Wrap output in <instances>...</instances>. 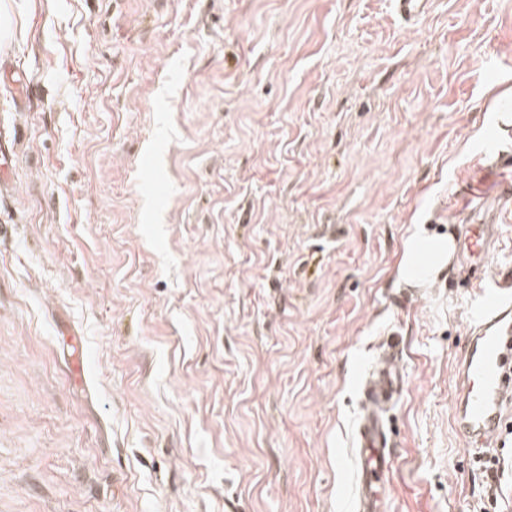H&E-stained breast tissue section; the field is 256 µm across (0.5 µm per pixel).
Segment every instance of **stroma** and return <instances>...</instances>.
I'll return each mask as SVG.
<instances>
[{"instance_id": "1", "label": "stroma", "mask_w": 512, "mask_h": 512, "mask_svg": "<svg viewBox=\"0 0 512 512\" xmlns=\"http://www.w3.org/2000/svg\"><path fill=\"white\" fill-rule=\"evenodd\" d=\"M2 62L0 512H351L392 338L386 512L487 507L461 260L398 270L496 207L512 0H0ZM455 250L453 235L414 234L405 242L400 276L409 285L419 286L437 278L449 266ZM404 348L388 341L378 362L360 385L363 412L357 423L353 454L355 461L354 512H384L392 492V428L388 418L405 378Z\"/></svg>"}]
</instances>
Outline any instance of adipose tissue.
<instances>
[{
    "label": "adipose tissue",
    "instance_id": "adipose-tissue-1",
    "mask_svg": "<svg viewBox=\"0 0 512 512\" xmlns=\"http://www.w3.org/2000/svg\"><path fill=\"white\" fill-rule=\"evenodd\" d=\"M454 250L452 235L414 234L404 246L400 267L402 280L418 286L437 278L448 268Z\"/></svg>",
    "mask_w": 512,
    "mask_h": 512
}]
</instances>
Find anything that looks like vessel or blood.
<instances>
[{"instance_id": "1", "label": "vessel or blood", "mask_w": 512, "mask_h": 512, "mask_svg": "<svg viewBox=\"0 0 512 512\" xmlns=\"http://www.w3.org/2000/svg\"><path fill=\"white\" fill-rule=\"evenodd\" d=\"M492 194L501 202L512 201L511 164L499 165ZM496 236L492 224L467 225L461 236L460 252L480 279L470 312L472 326L457 365L453 420L477 450L512 428V279L488 270ZM404 378L403 349L398 341H388L360 385L363 412L353 439L354 512H385L394 464L388 412Z\"/></svg>"}]
</instances>
